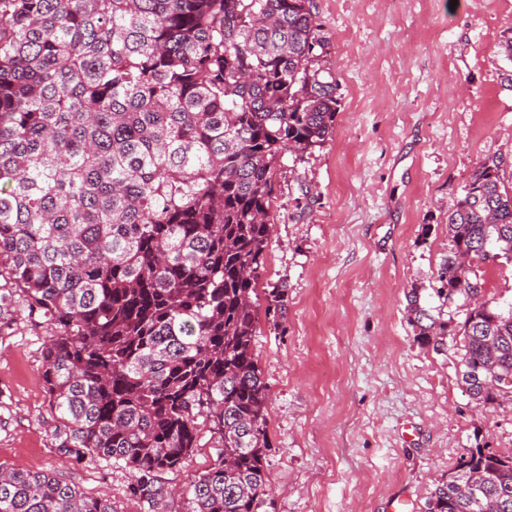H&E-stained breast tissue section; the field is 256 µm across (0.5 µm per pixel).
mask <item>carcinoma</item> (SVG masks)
Wrapping results in <instances>:
<instances>
[{"instance_id": "carcinoma-1", "label": "carcinoma", "mask_w": 512, "mask_h": 512, "mask_svg": "<svg viewBox=\"0 0 512 512\" xmlns=\"http://www.w3.org/2000/svg\"><path fill=\"white\" fill-rule=\"evenodd\" d=\"M313 0H0V332L51 326L42 378L56 446L124 465L151 512L160 479L222 453L192 512L266 504L267 385L252 294L269 246L277 165L325 143L339 78ZM512 261V186L481 164L448 215L441 305L467 303L462 379L512 395V302L469 301L479 268ZM278 329L288 288L266 289ZM416 340L448 324L409 303ZM0 512H116L43 472L0 465ZM425 512H512V455L470 449Z\"/></svg>"}]
</instances>
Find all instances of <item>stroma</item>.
Returning a JSON list of instances; mask_svg holds the SVG:
<instances>
[{"mask_svg":"<svg viewBox=\"0 0 512 512\" xmlns=\"http://www.w3.org/2000/svg\"><path fill=\"white\" fill-rule=\"evenodd\" d=\"M339 81L331 136L285 153L259 271L254 352L268 388L267 512H422L472 448L512 453V400L479 405L454 351L420 346L407 296L448 253V214L489 159L512 182V87L501 44L512 0H315ZM288 287L282 330L264 288ZM48 329L17 317L0 337V463L49 471L116 512L129 470L62 455L42 379ZM218 457L203 446L162 481L168 512Z\"/></svg>","mask_w":512,"mask_h":512,"instance_id":"35a3bbf8","label":"stroma"}]
</instances>
